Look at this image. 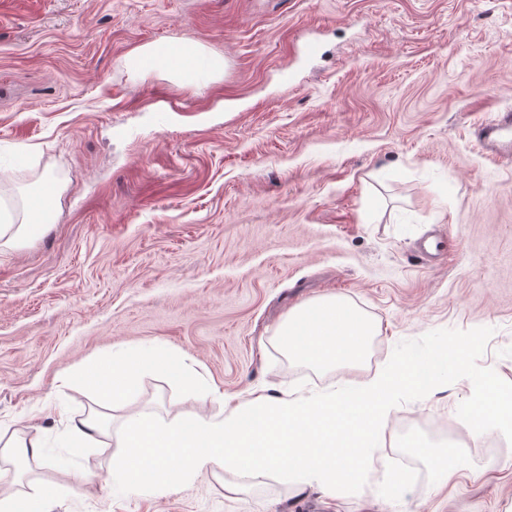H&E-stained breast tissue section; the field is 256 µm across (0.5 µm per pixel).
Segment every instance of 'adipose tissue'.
Wrapping results in <instances>:
<instances>
[{
  "label": "adipose tissue",
  "instance_id": "1",
  "mask_svg": "<svg viewBox=\"0 0 512 512\" xmlns=\"http://www.w3.org/2000/svg\"><path fill=\"white\" fill-rule=\"evenodd\" d=\"M135 76L158 73L195 87L224 71V58L194 39L145 44L123 59ZM0 201V250L20 246L51 223L54 202ZM376 323L342 297L324 298L295 309L282 323L275 343L289 359L318 369L363 366ZM424 363L404 359L389 371L360 381L349 395L327 394L300 401L257 395L239 399L220 418L175 414L156 421L129 418L122 427L113 472L132 488L151 484L172 491L196 474H224V491L236 494L250 481L284 470L299 489L318 487L333 497L368 483L373 470L363 450L381 435L404 393L422 391ZM512 419V388L493 381L474 391L461 425L483 436L491 419ZM48 460L36 436L0 430V477L12 474L15 491L0 496V512H47L56 490L38 474Z\"/></svg>",
  "mask_w": 512,
  "mask_h": 512
}]
</instances>
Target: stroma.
Wrapping results in <instances>:
<instances>
[{
	"label": "stroma",
	"mask_w": 512,
	"mask_h": 512,
	"mask_svg": "<svg viewBox=\"0 0 512 512\" xmlns=\"http://www.w3.org/2000/svg\"><path fill=\"white\" fill-rule=\"evenodd\" d=\"M185 38L223 75L122 65ZM509 109L512 0H0V196L64 185L48 229L0 252V425L64 460L45 481L84 484L48 512H512V423L458 422L481 381L512 386V160L473 136ZM332 296L380 326L366 373L469 344L399 397L371 484L329 498L275 473L229 496L201 473L163 493L113 474L115 445L74 452L119 362L139 367L127 413L153 418L350 393L274 342ZM428 448L480 472L445 481Z\"/></svg>",
	"instance_id": "stroma-1"
}]
</instances>
